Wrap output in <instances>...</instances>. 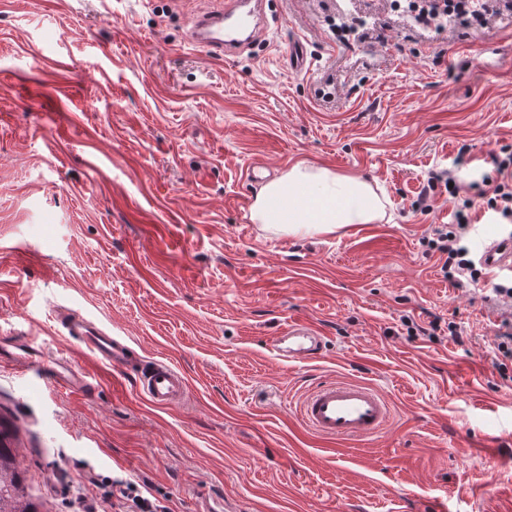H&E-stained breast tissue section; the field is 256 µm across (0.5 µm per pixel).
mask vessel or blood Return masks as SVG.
<instances>
[{"mask_svg": "<svg viewBox=\"0 0 512 512\" xmlns=\"http://www.w3.org/2000/svg\"><path fill=\"white\" fill-rule=\"evenodd\" d=\"M266 0H220L215 7L196 13L191 19L189 40L197 47L219 57H233L249 49L266 33ZM479 261L492 276L512 274V241L484 245ZM66 336L75 340L96 363L126 369L138 362L139 354L128 339L110 334L68 308L56 315ZM326 341L314 324L289 322L270 348L284 362L301 363L316 357ZM13 360L33 384L64 381L71 388L86 391L91 383L85 372L50 361L33 366L26 352L14 354ZM146 400L158 408H168L184 401L188 384L184 375L169 364H152L142 380ZM305 427L318 436L337 442L370 438L382 432L390 418V404L371 385L353 380H329L309 390L300 406Z\"/></svg>", "mask_w": 512, "mask_h": 512, "instance_id": "1", "label": "vessel or blood"}]
</instances>
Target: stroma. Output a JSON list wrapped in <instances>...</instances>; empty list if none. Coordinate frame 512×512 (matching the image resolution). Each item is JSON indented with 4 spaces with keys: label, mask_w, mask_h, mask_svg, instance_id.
<instances>
[{
    "label": "stroma",
    "mask_w": 512,
    "mask_h": 512,
    "mask_svg": "<svg viewBox=\"0 0 512 512\" xmlns=\"http://www.w3.org/2000/svg\"><path fill=\"white\" fill-rule=\"evenodd\" d=\"M208 7L0 0V344L41 346L93 383L36 393L0 361L29 494L43 512H76L80 493L114 512L94 471L148 479L174 512H512L503 309L489 276L454 286L427 246L467 203L472 244L512 234L479 201L512 155V14L436 30L388 0H268L264 38L224 61L189 41ZM256 160L269 179L299 161L364 177L389 218L262 230L241 206ZM443 170L458 194L438 188L421 213ZM61 305L179 369L188 401L153 407L134 371L92 362ZM300 318L329 342L287 364L268 341ZM326 379L384 394L386 429L308 431L297 404ZM503 325L505 328L510 329L504 331L501 336H499L500 342L497 344V351L501 356V359L496 356L495 361L492 362L493 367L497 370L499 375L502 378H506L507 376V364L506 361L510 360L512 363V323L511 320H504Z\"/></svg>",
    "instance_id": "obj_1"
}]
</instances>
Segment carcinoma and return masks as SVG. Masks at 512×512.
I'll use <instances>...</instances> for the list:
<instances>
[{
	"label": "carcinoma",
	"instance_id": "obj_1",
	"mask_svg": "<svg viewBox=\"0 0 512 512\" xmlns=\"http://www.w3.org/2000/svg\"><path fill=\"white\" fill-rule=\"evenodd\" d=\"M14 439L11 424L0 417V512H39L27 491Z\"/></svg>",
	"mask_w": 512,
	"mask_h": 512
}]
</instances>
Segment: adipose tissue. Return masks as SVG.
<instances>
[{
	"mask_svg": "<svg viewBox=\"0 0 512 512\" xmlns=\"http://www.w3.org/2000/svg\"><path fill=\"white\" fill-rule=\"evenodd\" d=\"M386 217L382 197L367 180L299 161L262 185L251 218L290 235L333 234Z\"/></svg>",
	"mask_w": 512,
	"mask_h": 512,
	"instance_id": "adipose-tissue-1",
	"label": "adipose tissue"
}]
</instances>
